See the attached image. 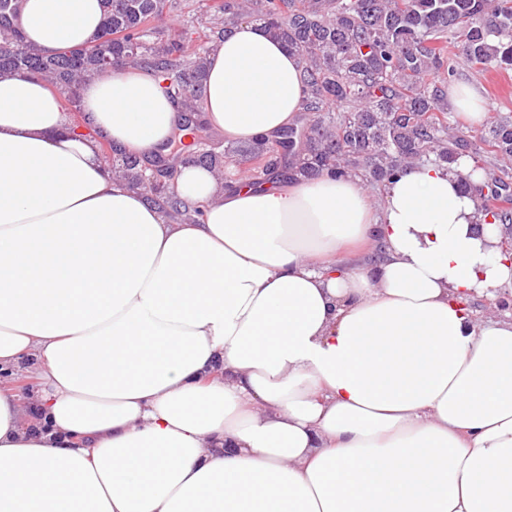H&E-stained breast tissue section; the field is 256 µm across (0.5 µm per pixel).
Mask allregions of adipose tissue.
<instances>
[{"mask_svg":"<svg viewBox=\"0 0 512 512\" xmlns=\"http://www.w3.org/2000/svg\"><path fill=\"white\" fill-rule=\"evenodd\" d=\"M102 0H24L25 44H94ZM300 58L245 20L211 50L204 115L270 137ZM81 117L0 74V512H512V291L502 227L453 169L253 188L182 164L168 217L116 178L185 120L150 71H103ZM382 249L362 265L363 247Z\"/></svg>","mask_w":512,"mask_h":512,"instance_id":"ef3b65f1","label":"adipose tissue"}]
</instances>
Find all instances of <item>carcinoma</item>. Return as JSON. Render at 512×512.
Instances as JSON below:
<instances>
[{"label":"carcinoma","instance_id":"cac0c4a2","mask_svg":"<svg viewBox=\"0 0 512 512\" xmlns=\"http://www.w3.org/2000/svg\"><path fill=\"white\" fill-rule=\"evenodd\" d=\"M102 33L85 48L44 56L18 35L22 5L0 13V72L43 75L80 108L82 84L103 61L151 70L190 115L202 111L207 56L224 30L244 19L301 57L305 100L293 124L243 150L225 147L191 156L221 170L234 161L261 186L323 174H354L374 189L413 164L448 166L490 154L500 163L481 183L461 176L479 214L512 229V115L499 113L481 130L451 124L448 82L456 75L450 48L472 65L512 70V0H215L224 27L184 26L164 38L156 22L171 0H105ZM108 166L153 203L182 221L200 210L179 198L166 168L183 163L111 150ZM160 178L153 181V172Z\"/></svg>","mask_w":512,"mask_h":512}]
</instances>
